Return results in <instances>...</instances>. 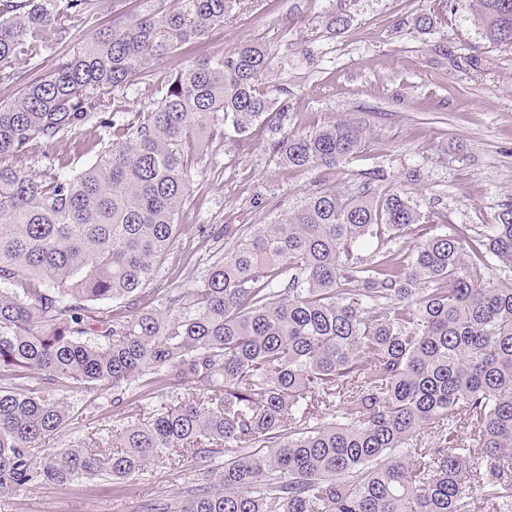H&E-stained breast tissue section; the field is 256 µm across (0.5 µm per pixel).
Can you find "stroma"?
<instances>
[{"instance_id":"stroma-1","label":"stroma","mask_w":512,"mask_h":512,"mask_svg":"<svg viewBox=\"0 0 512 512\" xmlns=\"http://www.w3.org/2000/svg\"><path fill=\"white\" fill-rule=\"evenodd\" d=\"M347 18L345 30L332 16ZM433 25L421 29L419 17ZM98 27L50 28L41 75L96 35ZM244 42L267 46L271 90L287 88L289 127L305 133L334 120L360 121L367 146L348 168L292 171L269 150L268 134L248 143L211 145L182 208L183 231L140 300L159 307L167 288L195 285L223 241L198 243L199 224H255L260 216L293 210L320 185L347 192L361 173L384 170L400 185L410 169L426 226L492 223L512 195V48H488L464 10L445 0H240L235 17L172 56L150 63V80L111 96L112 109L135 112L153 99L182 65L224 54ZM74 409L65 439L111 434L119 418L111 393L57 391ZM129 493L82 479L65 487L33 486L0 497V512H170L188 481L155 463Z\"/></svg>"}]
</instances>
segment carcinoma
Wrapping results in <instances>:
<instances>
[{
	"mask_svg": "<svg viewBox=\"0 0 512 512\" xmlns=\"http://www.w3.org/2000/svg\"><path fill=\"white\" fill-rule=\"evenodd\" d=\"M96 34L0 101V495L99 478L120 491L154 461L191 470L175 512H512V198L491 224L416 235L424 214L378 169L265 224L196 225L222 252L161 308L140 298L173 246L202 147L266 126L279 161L344 169L365 128L288 129L267 47L180 67L123 120L109 95L150 60L224 23L239 0H173ZM490 48L512 47V0H448ZM97 0H0V81L85 23ZM112 130L79 170L34 167L87 126ZM144 381L148 393L133 397ZM113 391L110 438L54 445L58 387ZM428 433L427 441L419 439Z\"/></svg>",
	"mask_w": 512,
	"mask_h": 512,
	"instance_id": "cac0c4a2",
	"label": "carcinoma"
}]
</instances>
